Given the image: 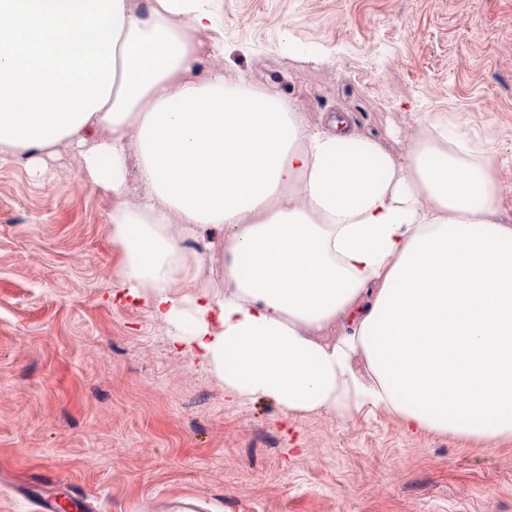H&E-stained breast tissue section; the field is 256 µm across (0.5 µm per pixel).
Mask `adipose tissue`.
<instances>
[{"instance_id":"1","label":"adipose tissue","mask_w":512,"mask_h":512,"mask_svg":"<svg viewBox=\"0 0 512 512\" xmlns=\"http://www.w3.org/2000/svg\"><path fill=\"white\" fill-rule=\"evenodd\" d=\"M214 2L0 0V162L40 179L74 151L112 198L129 296L232 398L512 441V225L496 219L494 145L428 115L399 158L343 117L309 125L243 74L201 76L203 52L224 54ZM211 226L223 288L190 295L205 254L181 242Z\"/></svg>"}]
</instances>
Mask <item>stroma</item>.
<instances>
[{
  "instance_id": "stroma-1",
  "label": "stroma",
  "mask_w": 512,
  "mask_h": 512,
  "mask_svg": "<svg viewBox=\"0 0 512 512\" xmlns=\"http://www.w3.org/2000/svg\"><path fill=\"white\" fill-rule=\"evenodd\" d=\"M224 54L313 124L407 154L426 114L495 144L512 225V0H218ZM0 165V512H512V443L407 434L384 411L230 401L125 298L112 201L69 150Z\"/></svg>"
}]
</instances>
